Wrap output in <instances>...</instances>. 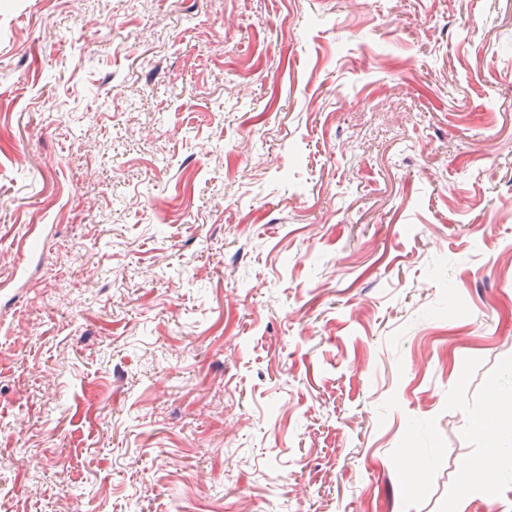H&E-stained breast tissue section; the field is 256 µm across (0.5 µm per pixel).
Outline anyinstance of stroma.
<instances>
[{
  "mask_svg": "<svg viewBox=\"0 0 512 512\" xmlns=\"http://www.w3.org/2000/svg\"><path fill=\"white\" fill-rule=\"evenodd\" d=\"M511 208L512 0H0V512H451Z\"/></svg>",
  "mask_w": 512,
  "mask_h": 512,
  "instance_id": "stroma-1",
  "label": "stroma"
}]
</instances>
